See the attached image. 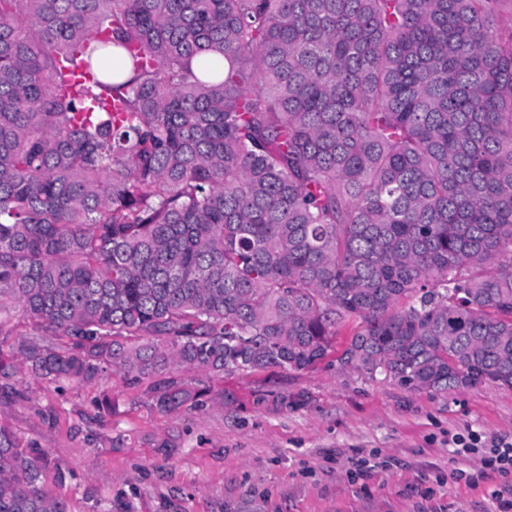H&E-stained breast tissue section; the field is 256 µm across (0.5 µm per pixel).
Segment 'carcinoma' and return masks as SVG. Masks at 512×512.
Returning a JSON list of instances; mask_svg holds the SVG:
<instances>
[{
	"label": "carcinoma",
	"mask_w": 512,
	"mask_h": 512,
	"mask_svg": "<svg viewBox=\"0 0 512 512\" xmlns=\"http://www.w3.org/2000/svg\"><path fill=\"white\" fill-rule=\"evenodd\" d=\"M506 2L0 0V309L41 330L0 346L166 413L348 322L343 369L512 388ZM49 473L0 429V512H69Z\"/></svg>",
	"instance_id": "carcinoma-1"
}]
</instances>
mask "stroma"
<instances>
[{
	"label": "stroma",
	"mask_w": 512,
	"mask_h": 512,
	"mask_svg": "<svg viewBox=\"0 0 512 512\" xmlns=\"http://www.w3.org/2000/svg\"><path fill=\"white\" fill-rule=\"evenodd\" d=\"M147 382H48L0 371V426L68 471L71 512H512V473L456 453L468 433L512 442V389L448 395L338 366L231 374L238 403L159 412ZM287 396L254 405L256 393Z\"/></svg>",
	"instance_id": "stroma-1"
}]
</instances>
